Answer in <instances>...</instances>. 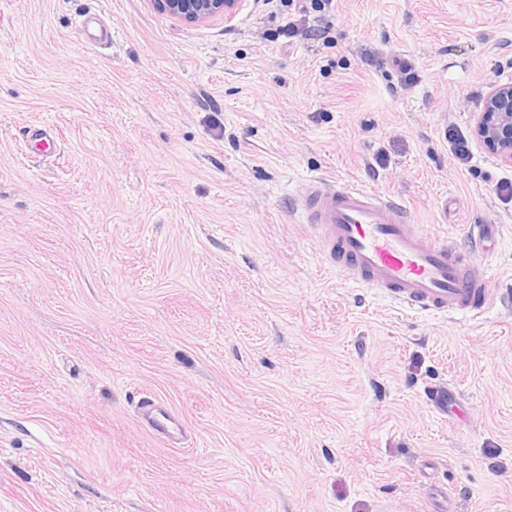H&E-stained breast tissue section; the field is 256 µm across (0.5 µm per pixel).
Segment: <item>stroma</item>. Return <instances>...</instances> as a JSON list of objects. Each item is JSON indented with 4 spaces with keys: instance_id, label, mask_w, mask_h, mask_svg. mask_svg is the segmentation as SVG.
Listing matches in <instances>:
<instances>
[{
    "instance_id": "1",
    "label": "stroma",
    "mask_w": 512,
    "mask_h": 512,
    "mask_svg": "<svg viewBox=\"0 0 512 512\" xmlns=\"http://www.w3.org/2000/svg\"><path fill=\"white\" fill-rule=\"evenodd\" d=\"M321 16L289 44L277 0L200 26L150 0H0V512H512V167L459 166L445 135L512 81V0ZM47 124L51 154L26 136ZM309 175L463 249L500 225L495 306L351 287L298 222ZM145 395L180 444L142 426ZM81 17L79 25L84 32L87 44L93 47H103L112 44V33L101 22L98 15L85 14ZM428 400L438 414L445 418L448 416V423L455 420L452 415L458 416L455 395L451 389L440 386L432 387L428 392Z\"/></svg>"
}]
</instances>
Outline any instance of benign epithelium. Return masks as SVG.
I'll return each instance as SVG.
<instances>
[{
  "label": "benign epithelium",
  "instance_id": "obj_1",
  "mask_svg": "<svg viewBox=\"0 0 512 512\" xmlns=\"http://www.w3.org/2000/svg\"><path fill=\"white\" fill-rule=\"evenodd\" d=\"M154 9L177 23L198 26L215 18L231 21L244 0H150ZM472 133L480 146L512 166V82L494 83L474 113Z\"/></svg>",
  "mask_w": 512,
  "mask_h": 512
}]
</instances>
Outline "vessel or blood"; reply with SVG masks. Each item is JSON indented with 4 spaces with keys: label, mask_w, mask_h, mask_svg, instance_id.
<instances>
[{
    "label": "vessel or blood",
    "mask_w": 512,
    "mask_h": 512,
    "mask_svg": "<svg viewBox=\"0 0 512 512\" xmlns=\"http://www.w3.org/2000/svg\"><path fill=\"white\" fill-rule=\"evenodd\" d=\"M79 25L87 44L111 45L112 33L98 16L83 15ZM299 209L327 263L354 287L411 311L463 313L474 320L497 301L483 264L500 239L497 225H470L472 245L464 250L447 237L427 235L405 204L354 181L326 177L306 180ZM428 400L441 416L458 412L450 389L432 387ZM140 409L152 431L170 437L179 430L178 418L157 400L141 398Z\"/></svg>",
    "instance_id": "b4317fda"
}]
</instances>
